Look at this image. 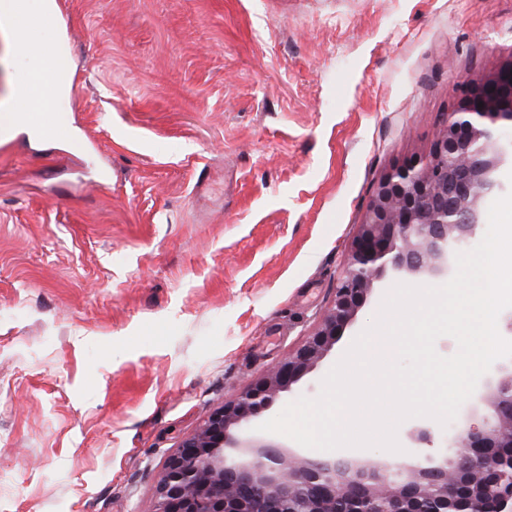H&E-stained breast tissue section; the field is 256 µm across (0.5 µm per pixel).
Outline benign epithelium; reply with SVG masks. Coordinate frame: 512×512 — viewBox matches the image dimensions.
Instances as JSON below:
<instances>
[{
	"instance_id": "1",
	"label": "benign epithelium",
	"mask_w": 512,
	"mask_h": 512,
	"mask_svg": "<svg viewBox=\"0 0 512 512\" xmlns=\"http://www.w3.org/2000/svg\"><path fill=\"white\" fill-rule=\"evenodd\" d=\"M511 100L512 61L462 80L429 150L374 183L317 332L166 457L154 512H512V368L469 398L489 414L472 412L441 440L415 424L404 454L382 460L337 452L293 466L288 449L255 431L328 356L375 284L453 274L479 233V201L497 187L495 132L512 121L500 106Z\"/></svg>"
}]
</instances>
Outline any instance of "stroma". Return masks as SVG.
<instances>
[{"instance_id": "stroma-1", "label": "stroma", "mask_w": 512, "mask_h": 512, "mask_svg": "<svg viewBox=\"0 0 512 512\" xmlns=\"http://www.w3.org/2000/svg\"><path fill=\"white\" fill-rule=\"evenodd\" d=\"M61 2L32 31L78 139L0 150V512H154L165 455L319 328L373 183L512 60V0Z\"/></svg>"}]
</instances>
